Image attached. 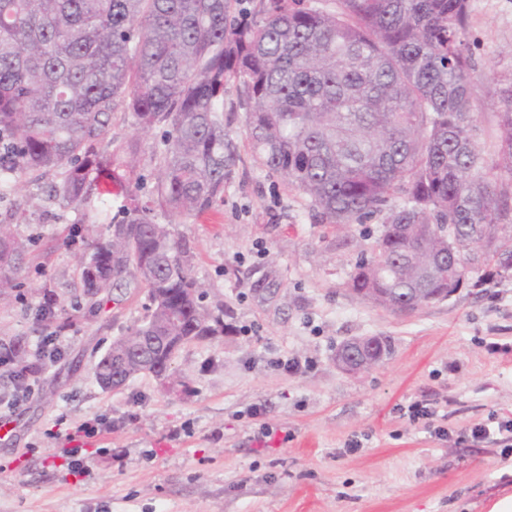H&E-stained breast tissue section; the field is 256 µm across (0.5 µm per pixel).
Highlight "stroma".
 I'll return each mask as SVG.
<instances>
[{"label": "stroma", "instance_id": "stroma-1", "mask_svg": "<svg viewBox=\"0 0 512 512\" xmlns=\"http://www.w3.org/2000/svg\"><path fill=\"white\" fill-rule=\"evenodd\" d=\"M470 31L478 70L494 72L475 86L486 147L497 136L489 116L500 79L512 73V0H472ZM244 119L242 108L224 112L235 159L223 203L196 218L157 216L189 243L193 275L208 308L223 309L227 332L175 354L187 393L147 374L105 391L95 367L139 324L147 291H111L101 311L78 317L61 332L62 357L13 411L14 435L0 441V512H490L512 494V441L467 436L512 417V279L407 315L360 299L347 282L380 218L343 232L318 223L306 194L253 163ZM52 179L34 173L0 195V223L25 244L15 287L0 293L1 344L34 341L86 306L80 227H105L124 203L111 194L64 209L46 196ZM48 295L50 322L36 317ZM364 336L387 338L390 353L341 372L337 347ZM286 357L310 365L274 367ZM421 399L436 401L447 439L403 416ZM94 417L108 426L85 441L90 472L70 475L54 435ZM262 424L275 430L264 450L251 441ZM351 438L360 447L343 454Z\"/></svg>", "mask_w": 512, "mask_h": 512}]
</instances>
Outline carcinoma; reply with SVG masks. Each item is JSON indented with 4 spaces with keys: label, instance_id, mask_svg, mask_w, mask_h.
I'll list each match as a JSON object with an SVG mask.
<instances>
[{
    "label": "carcinoma",
    "instance_id": "obj_1",
    "mask_svg": "<svg viewBox=\"0 0 512 512\" xmlns=\"http://www.w3.org/2000/svg\"><path fill=\"white\" fill-rule=\"evenodd\" d=\"M0 0V191L61 171L48 197L75 211L115 187L121 217L89 243L83 295L147 288L128 337L130 369L167 368L163 336L224 333L203 304L186 240L156 211L186 218L224 201L232 161L224 95L246 106L255 163L308 195L318 221L346 228L383 215L348 286L403 297L452 281L512 278V77L491 151L475 139L471 0ZM134 133L100 144L113 115ZM162 129L152 199L139 198L141 134ZM501 224L474 268L455 244ZM23 245L0 224V288ZM152 263L143 267L144 256Z\"/></svg>",
    "mask_w": 512,
    "mask_h": 512
}]
</instances>
